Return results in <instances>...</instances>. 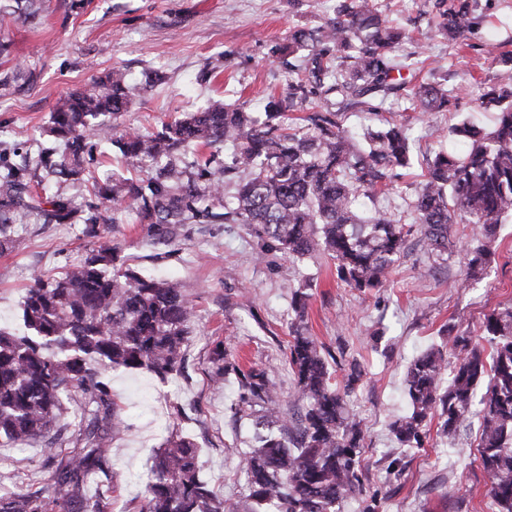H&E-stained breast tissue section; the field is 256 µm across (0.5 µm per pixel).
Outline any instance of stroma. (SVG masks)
<instances>
[{
	"label": "stroma",
	"mask_w": 512,
	"mask_h": 512,
	"mask_svg": "<svg viewBox=\"0 0 512 512\" xmlns=\"http://www.w3.org/2000/svg\"><path fill=\"white\" fill-rule=\"evenodd\" d=\"M435 0H377L410 39L405 53L426 61V81H446L443 112L415 120L405 91L388 96L383 116L410 125L414 162L403 170L379 207L406 214L427 163L455 142L448 130L461 116L491 127L479 97L496 82L497 66L485 46L512 54V0H477L481 23L457 50L435 32ZM336 0H45L39 23L0 16V41L15 65L35 70L33 85L0 96V152L20 147L37 154L39 130L57 100L84 89L110 70L126 71L132 86L158 71L163 83L140 94L120 118L125 127L154 132L162 122L219 101L262 111L269 95L284 93L289 66L303 65L306 51L289 52L290 34L321 26ZM106 232L118 242L122 261L135 271L177 282L196 304L192 333L180 370L161 380L146 371L104 373L125 429L111 440L112 512H137L146 461L174 433L200 450V475L218 496L248 507L249 489L239 468L251 432L230 410L235 386L213 385L210 352L216 341L244 365L278 372L275 403L288 422L302 407L287 362L292 299L307 290L309 329L344 380L351 365L362 379L349 406L364 432L362 494L343 512H496L488 477L477 461V432L455 444L430 436L425 447L403 451L388 430L407 409L404 376L413 357L441 343L450 325L479 332L485 314L512 303V223L500 225L498 258L481 277L467 278L462 252L431 260L412 245L384 288L361 293L336 277L332 260L318 255L299 266L265 251L241 224H189L169 244L150 241L135 215L119 214ZM14 249L0 252V325L21 326L20 302L35 277L56 278L91 246L79 224H20ZM38 443L0 447V484L20 492L52 485Z\"/></svg>",
	"instance_id": "35a3bbf8"
}]
</instances>
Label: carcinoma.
I'll return each mask as SVG.
<instances>
[{"mask_svg": "<svg viewBox=\"0 0 512 512\" xmlns=\"http://www.w3.org/2000/svg\"><path fill=\"white\" fill-rule=\"evenodd\" d=\"M19 17L39 16L43 0H16ZM443 7L437 32L464 44L476 23L469 0ZM405 33L374 0H337L333 17L315 30L299 29L288 48L306 50L302 68L290 71L288 93L268 98L265 120L244 107L213 103L161 124L153 133L115 122L133 103L122 69L60 99L41 136L62 149L43 147L35 160L0 154V251L15 247L16 224H83L93 238L81 262L59 278H34L21 302L25 331L0 327V447L43 438L63 422L68 403L81 393L82 430L61 454L43 448L55 467L54 494L0 492V512H112L111 497L87 496L91 480L104 475L107 443L122 431L116 404L100 369L147 370L164 379L178 371L191 334L194 305L173 282L118 267L120 250L102 230L112 214L132 212L155 241H172L185 224H244L262 246L300 263L324 254L336 277L360 292L384 286L419 236L430 257L463 249L468 273L481 274L495 259L497 227L512 222V64L503 63L496 85L479 99L494 112L487 130L465 117L452 128L453 152L428 162L405 216L362 206L390 189L398 170L411 165L414 140L408 127L384 119L358 138L342 124L349 108L376 114L377 100L406 87L394 73ZM36 81L19 67L0 73V92L18 78ZM336 97V111L313 106L301 122L289 112L312 99ZM410 109L424 116L448 108V88L421 83L410 89ZM116 146L136 173L94 175V142ZM234 149L230 166L213 164L199 149ZM235 183L230 199L224 185ZM91 193L98 203L83 200ZM474 224L480 237L462 240L456 225ZM308 294L295 296L288 363L303 412L295 431L281 421L270 371L245 369L219 341L211 351L213 379L234 376L230 406L251 421V451L242 459L250 487L249 512H342L362 492L359 476L363 434L347 411V397L361 380L354 367L339 385L323 347L306 322ZM481 339L454 326L448 341L433 344L407 366L408 410L389 423L400 448H421L428 423L456 439L478 424V460L489 479L497 512H512V303L483 318ZM199 452L173 434L151 460L139 512H240L199 477Z\"/></svg>", "mask_w": 512, "mask_h": 512, "instance_id": "cac0c4a2", "label": "carcinoma"}]
</instances>
